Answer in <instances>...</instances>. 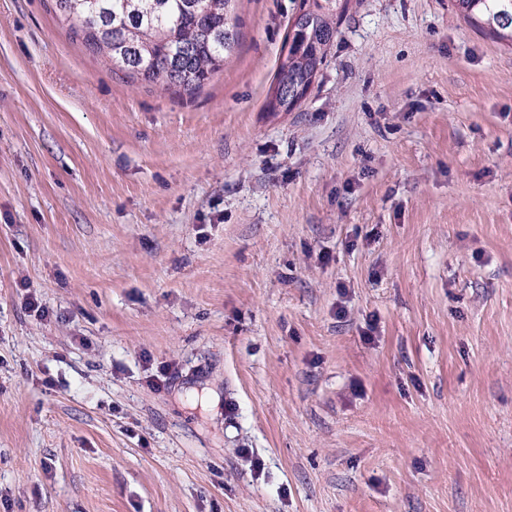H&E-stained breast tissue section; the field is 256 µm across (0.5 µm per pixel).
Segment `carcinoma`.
<instances>
[{"label": "carcinoma", "instance_id": "1", "mask_svg": "<svg viewBox=\"0 0 512 512\" xmlns=\"http://www.w3.org/2000/svg\"><path fill=\"white\" fill-rule=\"evenodd\" d=\"M70 36L115 72L193 93L238 45V0H51ZM476 30L512 43V0H450ZM348 0H301L274 81L308 90L339 33Z\"/></svg>", "mask_w": 512, "mask_h": 512}]
</instances>
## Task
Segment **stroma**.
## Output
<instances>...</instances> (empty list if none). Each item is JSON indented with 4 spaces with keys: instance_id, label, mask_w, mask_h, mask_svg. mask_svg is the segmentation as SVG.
<instances>
[{
    "instance_id": "stroma-1",
    "label": "stroma",
    "mask_w": 512,
    "mask_h": 512,
    "mask_svg": "<svg viewBox=\"0 0 512 512\" xmlns=\"http://www.w3.org/2000/svg\"><path fill=\"white\" fill-rule=\"evenodd\" d=\"M300 0L200 90L0 0V512H512V45ZM298 19L288 23V50L280 60L274 81L288 86V95L296 89L308 91L327 60L339 33L348 0H302Z\"/></svg>"
}]
</instances>
